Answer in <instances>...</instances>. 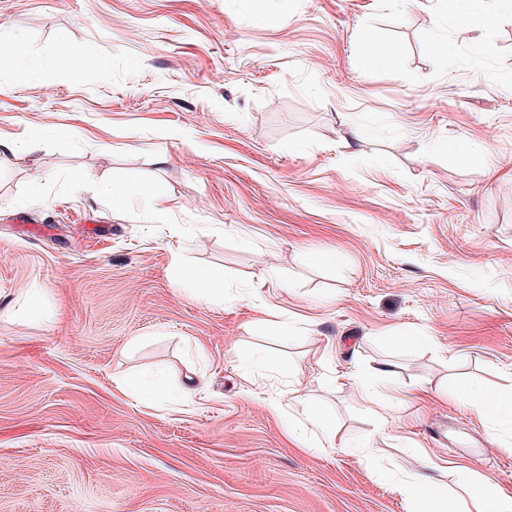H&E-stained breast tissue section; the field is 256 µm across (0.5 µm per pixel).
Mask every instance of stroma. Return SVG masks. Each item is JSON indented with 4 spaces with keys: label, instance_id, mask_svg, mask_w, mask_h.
Listing matches in <instances>:
<instances>
[{
    "label": "stroma",
    "instance_id": "1",
    "mask_svg": "<svg viewBox=\"0 0 512 512\" xmlns=\"http://www.w3.org/2000/svg\"><path fill=\"white\" fill-rule=\"evenodd\" d=\"M445 12L0 0V141L40 135L0 153V512H405L377 470L428 460L512 491V430L449 391H512V12L477 8L469 37ZM367 30L390 73L362 65ZM129 173L154 195L115 206ZM154 374L167 398L127 386ZM360 377L401 390L387 417ZM292 380L341 448L290 441ZM186 281L197 295L213 299L219 296L224 301V290L219 292L217 282L208 270L194 268L186 273ZM241 359L242 362L247 366L262 367L267 370L279 373L283 376L290 375L287 364L281 363L273 359L266 352L260 349H254L244 353Z\"/></svg>",
    "mask_w": 512,
    "mask_h": 512
}]
</instances>
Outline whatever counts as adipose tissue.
I'll list each match as a JSON object with an SVG mask.
<instances>
[{
    "label": "adipose tissue",
    "instance_id": "adipose-tissue-1",
    "mask_svg": "<svg viewBox=\"0 0 512 512\" xmlns=\"http://www.w3.org/2000/svg\"><path fill=\"white\" fill-rule=\"evenodd\" d=\"M454 393L478 417L493 415L512 424V396L465 384L456 386ZM288 397L300 404L307 414L306 424H294L288 428V434L294 442L312 454H320L335 448L336 436L327 418L316 408L314 401L293 387L289 388ZM310 426L321 431L322 443L308 442L305 431ZM382 478L403 498L406 512H462L459 498L450 494L447 486L432 481L426 475H398L386 472Z\"/></svg>",
    "mask_w": 512,
    "mask_h": 512
}]
</instances>
